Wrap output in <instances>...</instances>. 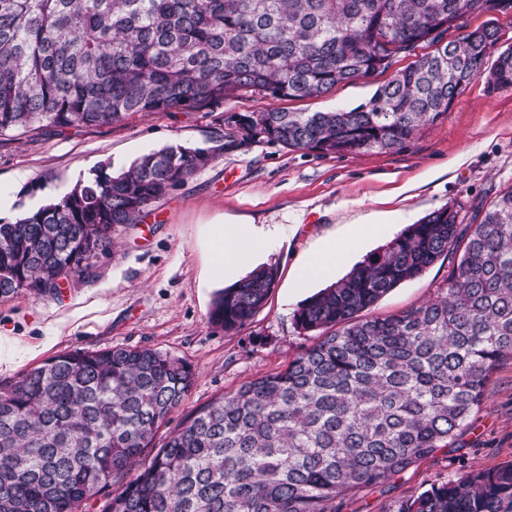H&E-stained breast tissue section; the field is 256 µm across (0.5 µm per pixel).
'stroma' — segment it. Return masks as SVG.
Segmentation results:
<instances>
[{
	"instance_id": "1",
	"label": "stroma",
	"mask_w": 512,
	"mask_h": 512,
	"mask_svg": "<svg viewBox=\"0 0 512 512\" xmlns=\"http://www.w3.org/2000/svg\"><path fill=\"white\" fill-rule=\"evenodd\" d=\"M388 74L336 85L299 100L244 93L197 110L139 112L121 122L81 129H44L0 136V195L12 198L7 220L71 190L94 170L118 171L149 151L200 144L222 136L227 112H325L365 102ZM512 187V87L488 91L473 80L448 112L406 147L359 155L286 148L260 142L224 153L154 203L141 224L118 228L113 252L92 261L88 276L63 283L58 294L24 290L0 298V384L74 348L146 346L192 365L194 385L169 416L165 438L194 409L246 381L285 369L313 338L298 332L294 314L321 283L297 278L300 265L323 242L347 241L372 227L344 277L407 225L444 206L465 217ZM244 248L253 232H268L263 263L277 265L278 281L251 324L227 332L212 325L214 294L225 281L214 273L210 242L225 225ZM449 261L392 290L370 310L385 317L436 298ZM512 462V360L489 379L484 402L459 437L383 483L346 492L340 512H390L431 485L473 469Z\"/></svg>"
}]
</instances>
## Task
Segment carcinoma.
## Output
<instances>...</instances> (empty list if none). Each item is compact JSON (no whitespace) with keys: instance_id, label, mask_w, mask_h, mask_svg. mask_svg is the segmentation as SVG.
Returning <instances> with one entry per match:
<instances>
[{"instance_id":"1","label":"carcinoma","mask_w":512,"mask_h":512,"mask_svg":"<svg viewBox=\"0 0 512 512\" xmlns=\"http://www.w3.org/2000/svg\"><path fill=\"white\" fill-rule=\"evenodd\" d=\"M512 0H0V135L108 126L138 112L197 109L241 92L319 97L433 44L350 109L231 112L224 143L171 145L102 167L67 193L0 220V298L51 294L109 252L116 228L220 154L257 142L357 155L401 149L477 77L512 86V48L474 14ZM446 287L385 318L362 312L439 258ZM278 268L220 290L209 321L230 332L266 304ZM316 333L280 372L193 410L103 512H336L458 436L512 359V188L469 222L452 207L409 225L295 314ZM195 382L149 347L58 354L0 385V512H79L153 447ZM395 512H512V463L470 470Z\"/></svg>"}]
</instances>
